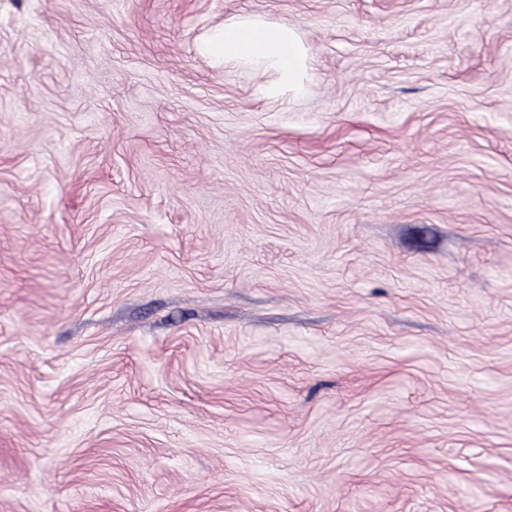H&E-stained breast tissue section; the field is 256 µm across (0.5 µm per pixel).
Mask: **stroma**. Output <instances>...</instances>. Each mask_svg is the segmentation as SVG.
I'll list each match as a JSON object with an SVG mask.
<instances>
[{"label": "stroma", "mask_w": 512, "mask_h": 512, "mask_svg": "<svg viewBox=\"0 0 512 512\" xmlns=\"http://www.w3.org/2000/svg\"><path fill=\"white\" fill-rule=\"evenodd\" d=\"M0 512H512V0H0ZM203 50L224 65L240 64L263 69L274 76L269 93L300 96L307 89L309 51L296 27L258 18L224 22Z\"/></svg>", "instance_id": "stroma-1"}]
</instances>
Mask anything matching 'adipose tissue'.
<instances>
[{
	"instance_id": "obj_1",
	"label": "adipose tissue",
	"mask_w": 512,
	"mask_h": 512,
	"mask_svg": "<svg viewBox=\"0 0 512 512\" xmlns=\"http://www.w3.org/2000/svg\"><path fill=\"white\" fill-rule=\"evenodd\" d=\"M205 53L225 64H240L270 72L271 93L302 95L307 89L309 51L296 27L257 18L225 22L204 44Z\"/></svg>"
}]
</instances>
